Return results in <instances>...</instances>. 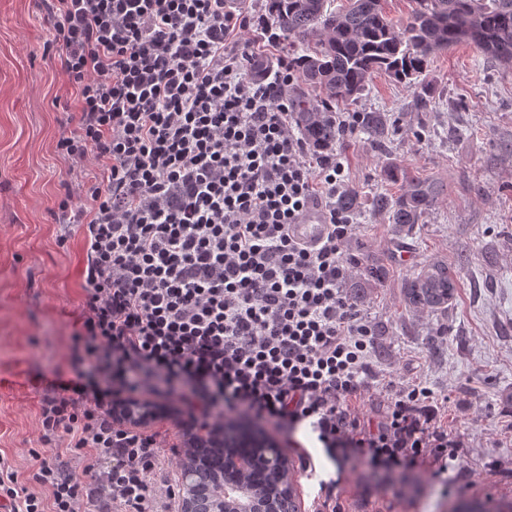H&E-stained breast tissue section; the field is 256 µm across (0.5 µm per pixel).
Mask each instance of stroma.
<instances>
[{"label":"stroma","instance_id":"stroma-1","mask_svg":"<svg viewBox=\"0 0 512 512\" xmlns=\"http://www.w3.org/2000/svg\"><path fill=\"white\" fill-rule=\"evenodd\" d=\"M44 0H0V455L20 472L38 440L41 376L72 369L81 314L83 245L55 216L61 180L86 170L54 151L77 114L46 22ZM433 99L376 75L353 112H381L394 125L387 150L364 132L337 143L351 190L362 199L346 246V289L370 320L375 381L359 411L378 417L386 383L419 382L447 397L439 418L464 446L446 477L430 465L388 475L355 462L338 493L345 512H453L459 498L512 504V66L469 44L432 57ZM443 182L447 190L412 231L375 212V193L397 194L385 166ZM414 251L399 260L403 244ZM433 261L457 290L445 311L408 306V280Z\"/></svg>","mask_w":512,"mask_h":512}]
</instances>
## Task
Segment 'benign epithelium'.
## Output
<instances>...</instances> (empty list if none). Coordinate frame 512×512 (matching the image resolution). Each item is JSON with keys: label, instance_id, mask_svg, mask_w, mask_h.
<instances>
[{"label": "benign epithelium", "instance_id": "benign-epithelium-1", "mask_svg": "<svg viewBox=\"0 0 512 512\" xmlns=\"http://www.w3.org/2000/svg\"><path fill=\"white\" fill-rule=\"evenodd\" d=\"M240 436L228 429L200 433L179 461L182 486L180 512H293V465L280 446L268 439L256 442L254 451L239 450ZM243 480L255 473L269 475L262 502L247 497L240 485H218L219 475Z\"/></svg>", "mask_w": 512, "mask_h": 512}]
</instances>
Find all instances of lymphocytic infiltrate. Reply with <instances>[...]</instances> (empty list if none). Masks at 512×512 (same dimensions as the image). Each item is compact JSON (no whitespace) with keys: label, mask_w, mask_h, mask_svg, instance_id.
I'll use <instances>...</instances> for the list:
<instances>
[{"label":"lymphocytic infiltrate","mask_w":512,"mask_h":512,"mask_svg":"<svg viewBox=\"0 0 512 512\" xmlns=\"http://www.w3.org/2000/svg\"><path fill=\"white\" fill-rule=\"evenodd\" d=\"M60 68L80 116L55 143L93 176L60 182L58 217L84 243L80 361L46 380L40 440L86 453L84 481L39 457L22 474L0 456L10 512H172L170 478L195 430L238 413L290 435L316 481V512H344L340 476H319L309 428L338 465L423 463L447 472L461 439L406 383L374 423L356 402L372 374L373 327L346 292L353 217L339 154L293 130L292 67L248 75L250 50L228 51L250 25L226 0H47ZM312 207L314 245L289 234ZM153 397L182 431L113 417Z\"/></svg>","instance_id":"obj_1"}]
</instances>
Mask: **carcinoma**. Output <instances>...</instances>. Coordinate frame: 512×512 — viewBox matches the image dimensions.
<instances>
[{
    "label": "carcinoma",
    "instance_id": "cac0c4a2",
    "mask_svg": "<svg viewBox=\"0 0 512 512\" xmlns=\"http://www.w3.org/2000/svg\"><path fill=\"white\" fill-rule=\"evenodd\" d=\"M266 0L265 20L278 38L302 47L291 59L295 83L288 87L292 122L320 153L336 145V113L332 105L359 98L372 78L384 73L415 88L416 105L425 109L431 91L424 77L432 57L468 43L505 65H512V0H413L411 19L399 25L389 18L383 0ZM360 128L379 146L394 132L380 112L362 113ZM401 183L396 196L379 194L371 205L391 215L392 223L410 230L422 223L443 184L410 176L400 167L384 170ZM456 281L448 266L431 263L408 283L405 297L415 309L446 308Z\"/></svg>",
    "mask_w": 512,
    "mask_h": 512
}]
</instances>
